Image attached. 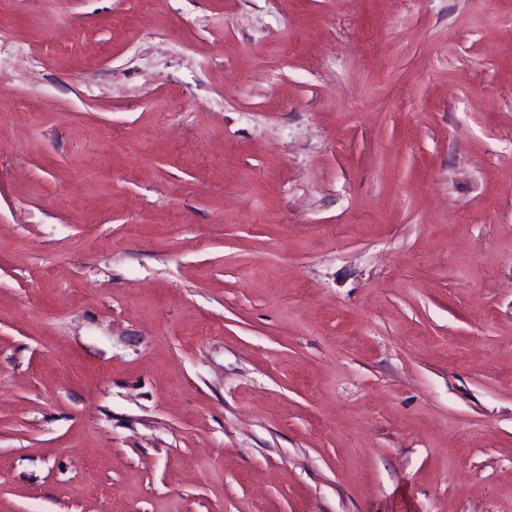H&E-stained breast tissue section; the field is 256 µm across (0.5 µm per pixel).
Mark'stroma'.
Listing matches in <instances>:
<instances>
[{
  "mask_svg": "<svg viewBox=\"0 0 512 512\" xmlns=\"http://www.w3.org/2000/svg\"><path fill=\"white\" fill-rule=\"evenodd\" d=\"M0 26V512H512V0Z\"/></svg>",
  "mask_w": 512,
  "mask_h": 512,
  "instance_id": "1",
  "label": "stroma"
}]
</instances>
